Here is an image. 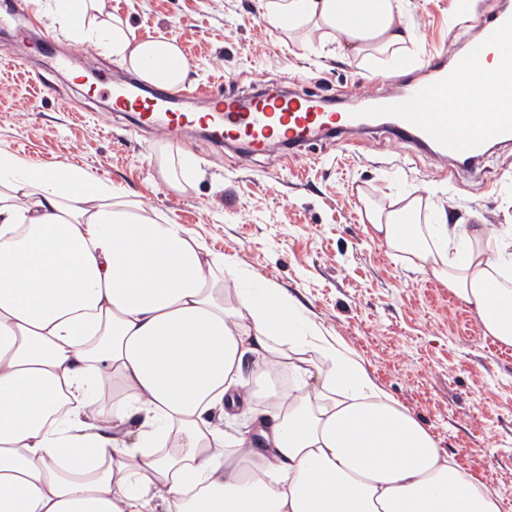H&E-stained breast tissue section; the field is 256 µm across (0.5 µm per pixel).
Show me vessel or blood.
Instances as JSON below:
<instances>
[{"instance_id": "b4317fda", "label": "vessel or blood", "mask_w": 512, "mask_h": 512, "mask_svg": "<svg viewBox=\"0 0 512 512\" xmlns=\"http://www.w3.org/2000/svg\"><path fill=\"white\" fill-rule=\"evenodd\" d=\"M488 51L494 54L502 111H452V104L473 97L477 61ZM420 67L423 77L377 97L370 112H340L307 93H213L209 112H184L165 86L145 91L133 79L113 85L110 97L113 111L135 113L141 127L160 136L170 139L200 124L216 146L239 142L250 156L284 143L301 147L328 134L341 138L380 120L394 146L430 148L434 162L452 170L473 168L490 145H512V10L480 21L479 37L467 49L428 53Z\"/></svg>"}]
</instances>
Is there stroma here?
I'll return each mask as SVG.
<instances>
[{
  "instance_id": "obj_1",
  "label": "stroma",
  "mask_w": 512,
  "mask_h": 512,
  "mask_svg": "<svg viewBox=\"0 0 512 512\" xmlns=\"http://www.w3.org/2000/svg\"><path fill=\"white\" fill-rule=\"evenodd\" d=\"M417 55L464 49L473 18L511 8L512 0H401ZM28 26L45 27L51 57L29 46L4 51L0 35V149L36 164L74 162L162 210L240 268L277 285L300 317L362 359L376 383L429 427L450 459L483 482L512 512V356L483 335L471 309L414 259L389 250L363 206L420 197L422 224L512 227V148H493L474 172L435 170L414 150L381 134L351 145L327 138L291 165L279 152L243 160L200 133L169 143L200 168L193 188L169 189L153 157L163 142L112 111L90 84L107 88L129 70L92 46L65 39L37 0H0ZM136 38L177 39L189 64L180 93L186 108L208 109L198 88L220 81L225 93L302 90L344 105L402 86L404 71L372 77L331 35L288 40L271 25L265 0H106ZM52 92H44L43 84ZM490 191L471 188L474 177Z\"/></svg>"
}]
</instances>
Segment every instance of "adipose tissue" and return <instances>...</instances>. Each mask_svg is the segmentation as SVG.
Segmentation results:
<instances>
[{"instance_id":"adipose-tissue-1","label":"adipose tissue","mask_w":512,"mask_h":512,"mask_svg":"<svg viewBox=\"0 0 512 512\" xmlns=\"http://www.w3.org/2000/svg\"><path fill=\"white\" fill-rule=\"evenodd\" d=\"M61 33L139 79L182 85L176 39L136 40L103 0H48ZM286 34H334L356 54L410 58L397 0H266ZM168 67L157 75L149 60ZM162 180L186 191V152L160 147ZM417 198L364 217L512 346V288L494 272L512 235L473 229L460 255L445 224L399 220ZM231 257L85 169L0 149V512H501L432 432L340 344L303 335L281 289L238 288ZM253 356L254 380L241 377ZM250 405L253 436L217 418Z\"/></svg>"}]
</instances>
